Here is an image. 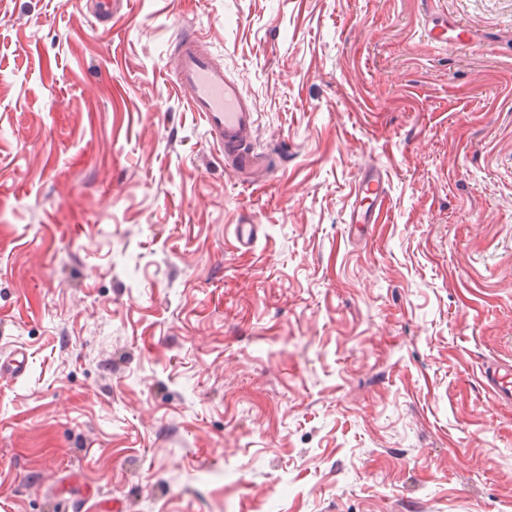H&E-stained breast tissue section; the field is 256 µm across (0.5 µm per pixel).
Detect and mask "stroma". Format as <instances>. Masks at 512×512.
Instances as JSON below:
<instances>
[{"mask_svg": "<svg viewBox=\"0 0 512 512\" xmlns=\"http://www.w3.org/2000/svg\"><path fill=\"white\" fill-rule=\"evenodd\" d=\"M178 24L252 101L256 181ZM504 360L512 0H0V512H512ZM195 31L179 27L172 39L176 55L175 84L192 112L199 113L207 135L224 160L237 168H257L261 161L249 148L254 112L241 83L224 76V67L203 48ZM349 224H382L385 206V187L382 173L373 169L364 174L354 190ZM484 373L488 387L495 397L502 401H512V364L499 363Z\"/></svg>", "mask_w": 512, "mask_h": 512, "instance_id": "obj_1", "label": "stroma"}]
</instances>
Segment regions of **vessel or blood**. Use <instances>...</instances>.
<instances>
[{
  "instance_id": "obj_1",
  "label": "vessel or blood",
  "mask_w": 512,
  "mask_h": 512,
  "mask_svg": "<svg viewBox=\"0 0 512 512\" xmlns=\"http://www.w3.org/2000/svg\"><path fill=\"white\" fill-rule=\"evenodd\" d=\"M172 44L175 84L185 94L191 111L199 113L212 143L225 158L236 160L238 169L259 167L260 159L249 148L255 118L243 85L225 76L223 66L204 49L196 32L177 29ZM385 199L382 173L376 169L367 172L354 190L349 223H382ZM485 378L496 398L512 401L511 363L489 368Z\"/></svg>"
}]
</instances>
